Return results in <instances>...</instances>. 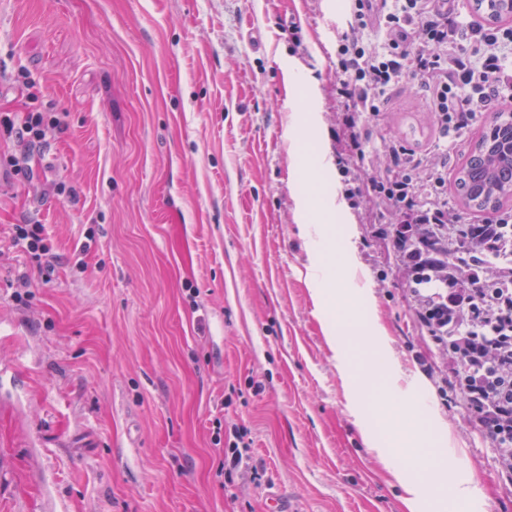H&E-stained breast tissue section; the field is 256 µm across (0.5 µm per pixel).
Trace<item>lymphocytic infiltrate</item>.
Returning a JSON list of instances; mask_svg holds the SVG:
<instances>
[{
    "mask_svg": "<svg viewBox=\"0 0 512 512\" xmlns=\"http://www.w3.org/2000/svg\"><path fill=\"white\" fill-rule=\"evenodd\" d=\"M453 0H401L387 10V0H354L351 18L339 37L336 72L344 98L342 122L346 164L359 170L369 138L368 121L380 112L385 94L405 73L418 79L417 90L438 114L437 140L422 147L401 142L389 149L391 163L370 180L354 179L350 197L390 205L400 224L396 245L415 240L426 245V271L416 277L412 306L419 324L434 342L452 340L457 354L448 360L446 386L458 371L472 380L460 391L469 422L498 454L503 475L512 479V273L504 271L512 238V210L486 219L475 230L489 255L486 270L495 289L478 298L468 288L452 286L446 266L434 254L432 224L457 230L460 218L443 195L448 161L457 137L475 126L502 100L512 97V26L482 27L459 20ZM378 26L387 49L367 50L362 33ZM476 43L477 55L465 44ZM54 119L41 112L0 115V132L35 147ZM501 381L498 397H483L490 376Z\"/></svg>",
    "mask_w": 512,
    "mask_h": 512,
    "instance_id": "obj_1",
    "label": "lymphocytic infiltrate"
}]
</instances>
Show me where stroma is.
I'll return each instance as SVG.
<instances>
[{
	"label": "stroma",
	"mask_w": 512,
	"mask_h": 512,
	"mask_svg": "<svg viewBox=\"0 0 512 512\" xmlns=\"http://www.w3.org/2000/svg\"><path fill=\"white\" fill-rule=\"evenodd\" d=\"M349 0H0V113L50 112L32 179L0 173V241L40 224L41 262L0 252V512H512V481L423 372L395 217L352 207L336 55ZM302 71L291 85L288 68ZM26 82H19V73ZM409 82L369 121L368 166L438 136ZM325 159L297 179L289 147ZM321 201L354 263L395 403L357 399L326 332L328 286L298 217ZM29 286H18L19 278ZM456 494L404 468L413 430ZM243 436L249 468L217 442Z\"/></svg>",
	"instance_id": "1"
}]
</instances>
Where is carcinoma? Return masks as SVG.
<instances>
[{"instance_id":"obj_1","label":"carcinoma","mask_w":512,"mask_h":512,"mask_svg":"<svg viewBox=\"0 0 512 512\" xmlns=\"http://www.w3.org/2000/svg\"><path fill=\"white\" fill-rule=\"evenodd\" d=\"M488 136L481 135L467 157L458 164L456 189L465 205L477 210H500L512 198V158L496 162L485 156ZM442 263L457 272L459 285L484 291L483 251L475 248L473 237L442 233ZM404 266L415 272L424 266L418 249L405 247L400 254Z\"/></svg>"}]
</instances>
